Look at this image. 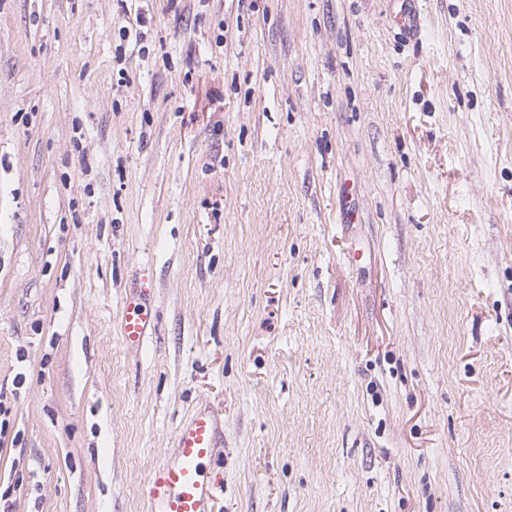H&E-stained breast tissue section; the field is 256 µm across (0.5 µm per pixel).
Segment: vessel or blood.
Masks as SVG:
<instances>
[{
    "mask_svg": "<svg viewBox=\"0 0 512 512\" xmlns=\"http://www.w3.org/2000/svg\"><path fill=\"white\" fill-rule=\"evenodd\" d=\"M152 291L149 277L142 275L126 297L119 334L127 347H140L155 330ZM220 446L214 413L206 408L194 411L178 428L169 460L151 475L148 496L153 512H215L218 486L204 479L202 465Z\"/></svg>",
    "mask_w": 512,
    "mask_h": 512,
    "instance_id": "1",
    "label": "vessel or blood"
}]
</instances>
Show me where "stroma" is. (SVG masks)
<instances>
[{"mask_svg": "<svg viewBox=\"0 0 512 512\" xmlns=\"http://www.w3.org/2000/svg\"><path fill=\"white\" fill-rule=\"evenodd\" d=\"M405 7L0 0V512L204 406L220 512H512V0ZM152 291L149 277L143 274L126 296L119 334L129 348H139L155 330L156 317L151 307Z\"/></svg>", "mask_w": 512, "mask_h": 512, "instance_id": "1", "label": "stroma"}]
</instances>
